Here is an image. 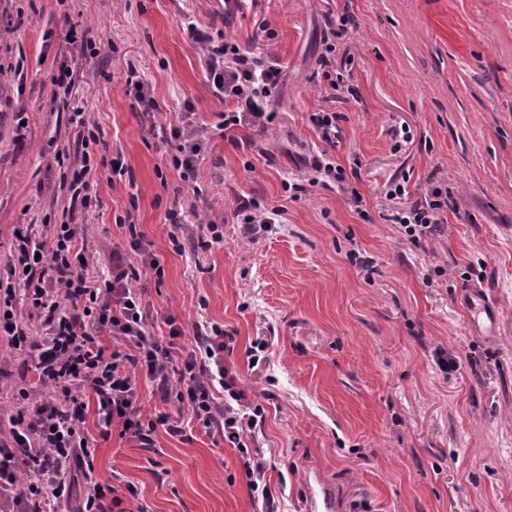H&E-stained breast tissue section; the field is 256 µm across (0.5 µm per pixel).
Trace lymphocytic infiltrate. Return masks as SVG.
Masks as SVG:
<instances>
[{"label":"lymphocytic infiltrate","mask_w":512,"mask_h":512,"mask_svg":"<svg viewBox=\"0 0 512 512\" xmlns=\"http://www.w3.org/2000/svg\"><path fill=\"white\" fill-rule=\"evenodd\" d=\"M185 27L204 50L207 79L222 94L225 111L219 130L247 126L267 132L275 120L266 102L276 89L279 68L267 58L242 52L227 37L200 31L194 21ZM176 152L171 158L182 179L195 177L204 138L193 124L170 128ZM448 198L434 191L431 199L413 203L395 221L410 237L434 233L445 221ZM280 210L257 199L239 200L235 216L242 236L259 239L278 223ZM175 250L205 249L224 240L217 222L207 224V235L188 233L183 211L168 210ZM80 224L53 227L44 239L33 240L26 231L16 235L17 250L6 274L12 286L0 287V334L19 351L35 352L34 370L39 389L20 388L15 411L8 420L9 434L0 438V512H58L70 498L77 480L85 489L79 512H145L135 503L136 489L124 481L102 484L93 477L97 442L108 439L114 426L142 445H152L157 428L179 433V411L204 429H218L238 448L250 486L264 477L254 459L253 430L264 414L261 405L247 402L237 376L224 364V331L213 325L198 332L195 345L175 370V341L183 330L167 317L168 333L152 334L150 312L133 284L141 275L162 280L159 260L130 230L127 251H113L109 276L96 279L85 264L78 240ZM26 301L45 327L42 337L31 336L17 314L18 301ZM153 382L163 402L177 406V414L160 413L141 421L138 383ZM95 397L88 406L87 397ZM95 412L100 432L91 438L87 414Z\"/></svg>","instance_id":"1"}]
</instances>
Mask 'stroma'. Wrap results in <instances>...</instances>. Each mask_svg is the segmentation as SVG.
I'll list each match as a JSON object with an SVG mask.
<instances>
[{
	"label": "stroma",
	"mask_w": 512,
	"mask_h": 512,
	"mask_svg": "<svg viewBox=\"0 0 512 512\" xmlns=\"http://www.w3.org/2000/svg\"><path fill=\"white\" fill-rule=\"evenodd\" d=\"M188 16L281 67L268 132L218 131L225 104ZM133 72L157 114L128 93ZM188 111L205 131L193 182L161 134ZM314 112L338 114L335 145ZM82 117L99 144L84 147ZM87 152L127 172L99 168L101 206L84 212L68 185ZM321 155L345 184H311L303 161ZM398 182L405 196L388 199ZM437 188L440 234L413 240L388 221ZM241 197L281 209L280 224L241 239ZM172 208L199 214V233L222 222L223 243L175 251ZM126 217L165 270L134 284L154 334L175 317L183 357L199 326L223 327L224 364L265 411L254 436L271 496L248 485L237 448L187 419L149 448L112 432L99 480L119 475L148 512H304L314 474L336 512H512V0H253L229 19L214 0H0V269L17 228L75 223L91 273L107 277ZM472 285L497 311L482 333L462 297ZM35 381L32 357L0 335V427Z\"/></svg>",
	"instance_id": "35a3bbf8"
}]
</instances>
